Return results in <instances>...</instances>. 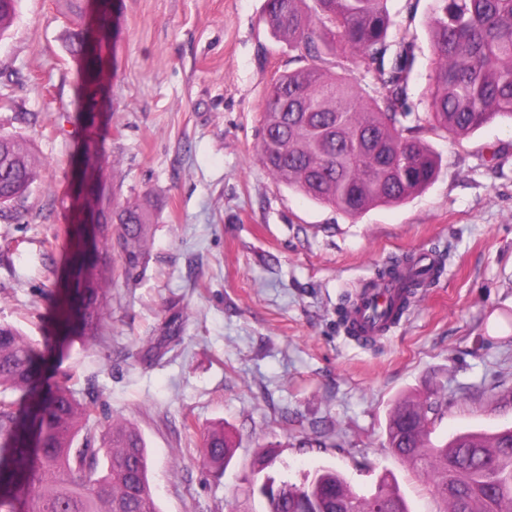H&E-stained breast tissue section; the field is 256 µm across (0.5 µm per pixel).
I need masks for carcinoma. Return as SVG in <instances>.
<instances>
[{"label": "carcinoma", "mask_w": 512, "mask_h": 512, "mask_svg": "<svg viewBox=\"0 0 512 512\" xmlns=\"http://www.w3.org/2000/svg\"><path fill=\"white\" fill-rule=\"evenodd\" d=\"M389 0H266V21L276 37L300 52L306 64L281 74L262 113L259 156L279 183L312 201L357 216L398 204L423 191L438 161L416 132L428 124L453 138L495 120L512 122V0H432L428 37L433 68L429 112L405 125L415 43L390 37ZM20 0H0V40L14 23ZM98 49L84 52L83 28L71 33L70 53L83 65L77 108L96 106L103 73L108 21L93 15ZM354 59L360 77L347 72ZM80 156L95 179L105 155L98 135L81 145ZM39 164L20 133H0V213L20 217ZM97 204L119 224V261L138 267L148 245L150 217L142 204ZM111 225L98 224L91 247L70 231L75 274L58 292L53 335L39 342L16 326L0 323V512H159L149 480V455L142 434L111 421L87 426L97 397L78 400L66 381L41 383L45 366L75 336L99 334L109 296L110 263L100 243ZM418 257L407 254L379 269L377 278L404 282L399 312L409 309L421 288L440 276L443 263L426 279L412 275ZM11 391L15 400L2 397ZM446 406L443 386L434 384L416 400L395 401L388 417L387 448L432 484L443 512H512V427L495 433H464L442 443L429 440V425ZM235 445L222 428L211 430L200 450L202 463L217 471L233 460ZM268 512H410L395 479L380 478L374 491L359 494L342 474L324 467L300 484L265 481L257 487Z\"/></svg>", "instance_id": "obj_1"}]
</instances>
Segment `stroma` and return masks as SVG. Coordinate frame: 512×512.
Instances as JSON below:
<instances>
[{"mask_svg":"<svg viewBox=\"0 0 512 512\" xmlns=\"http://www.w3.org/2000/svg\"><path fill=\"white\" fill-rule=\"evenodd\" d=\"M110 2L93 122L76 117L66 0H21L0 40V127L26 136L43 165L22 217L0 220V322L35 340L50 332L79 149L103 133L106 189L148 203L150 245L133 276L113 265L103 335L75 342L44 383L69 373L77 399L97 395L100 414L142 433L160 512H267L252 483L323 467L360 493L392 474L412 512H442L383 448L387 412L439 381L448 407L432 441L512 425V125L454 141L423 130L434 181L349 216L260 162L265 94L299 65L265 24V0ZM430 8L390 2L394 33L416 43V114L428 110ZM410 253L443 259V273L377 342L348 338L346 296ZM220 425L236 453L217 477L199 450ZM266 455L274 463L259 469Z\"/></svg>","mask_w":512,"mask_h":512,"instance_id":"obj_1","label":"stroma"}]
</instances>
